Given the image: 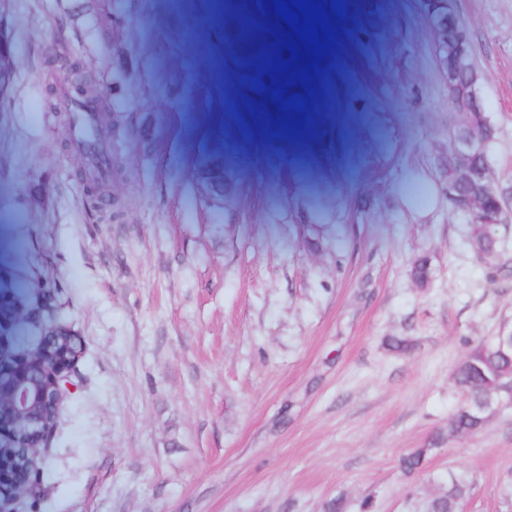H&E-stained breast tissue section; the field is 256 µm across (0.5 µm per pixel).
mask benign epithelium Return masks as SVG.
Wrapping results in <instances>:
<instances>
[{
    "instance_id": "7a95c632",
    "label": "benign epithelium",
    "mask_w": 512,
    "mask_h": 512,
    "mask_svg": "<svg viewBox=\"0 0 512 512\" xmlns=\"http://www.w3.org/2000/svg\"><path fill=\"white\" fill-rule=\"evenodd\" d=\"M448 15L432 7L435 60L442 72L448 96L456 111L463 116L464 129L453 139L454 164L448 181L453 193L448 195L453 206L472 218L471 227L482 228L490 190L491 169L478 168L474 161L482 155L490 128L489 120L478 105L479 75L474 48L466 37L450 42L443 33ZM40 328L39 349L54 350L48 362L28 354L24 359L0 351V364H11L22 370L0 383L7 393L0 397V446L18 449L10 461H20L25 480L0 484V512H26L27 502H36L41 495L40 451L51 442L56 420L73 385L74 369L83 351V339L70 327L51 318L36 317Z\"/></svg>"
}]
</instances>
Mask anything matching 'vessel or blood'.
<instances>
[{
    "instance_id": "1",
    "label": "vessel or blood",
    "mask_w": 512,
    "mask_h": 512,
    "mask_svg": "<svg viewBox=\"0 0 512 512\" xmlns=\"http://www.w3.org/2000/svg\"><path fill=\"white\" fill-rule=\"evenodd\" d=\"M56 100L61 111L70 115L67 137L72 150L81 156L85 168L96 173L99 181L109 182L112 177L110 139L99 112L93 104L75 98L64 81L56 88Z\"/></svg>"
}]
</instances>
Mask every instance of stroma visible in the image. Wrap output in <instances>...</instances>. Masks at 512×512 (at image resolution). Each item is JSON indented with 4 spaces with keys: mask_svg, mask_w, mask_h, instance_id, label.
I'll use <instances>...</instances> for the list:
<instances>
[{
    "mask_svg": "<svg viewBox=\"0 0 512 512\" xmlns=\"http://www.w3.org/2000/svg\"><path fill=\"white\" fill-rule=\"evenodd\" d=\"M453 9L497 129L493 184L512 193V0ZM327 20L350 66L324 54L307 82L266 64L291 58L272 0L203 29L168 0H0V347L32 329L38 266L57 285L55 319L85 345L35 512H324L338 498L344 512H424L452 473L471 485L459 512H512V406L477 434L448 433L466 400L453 369L512 328V268L492 276L448 204L430 5L350 0ZM200 49L223 66L204 85L184 67ZM73 64L120 119L111 199L124 216L109 224L88 212L81 161L47 108ZM295 94L302 139L283 129ZM254 144L308 163L257 170ZM309 224L324 227L316 252ZM419 448L422 469L405 474Z\"/></svg>",
    "mask_w": 512,
    "mask_h": 512,
    "instance_id": "obj_1",
    "label": "stroma"
}]
</instances>
